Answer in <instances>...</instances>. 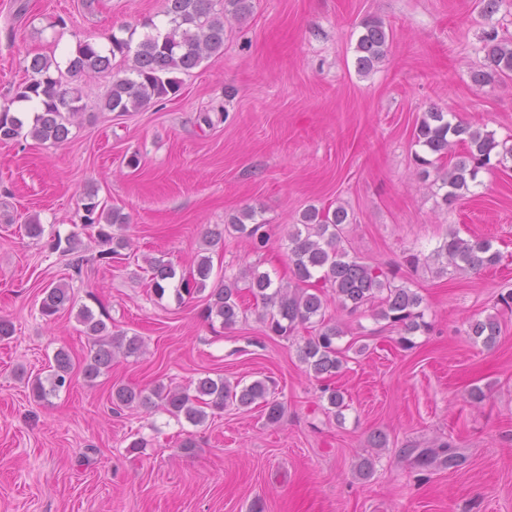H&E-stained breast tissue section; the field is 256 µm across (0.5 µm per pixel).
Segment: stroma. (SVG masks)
Listing matches in <instances>:
<instances>
[{
    "label": "stroma",
    "mask_w": 512,
    "mask_h": 512,
    "mask_svg": "<svg viewBox=\"0 0 512 512\" xmlns=\"http://www.w3.org/2000/svg\"><path fill=\"white\" fill-rule=\"evenodd\" d=\"M164 0H0V107L25 81L26 57L58 63L78 41L120 29L146 32ZM392 38L366 73L356 68L362 19ZM512 40V0L492 19L478 0H252L225 25L224 50L184 76L180 90L141 109L103 107L108 73L75 82L86 105L67 142L24 135L0 142V512H512V158L483 169L469 192L444 204L414 163L412 134L430 108L455 114L512 146V77L478 87L482 37ZM137 166H130V159ZM94 188L129 222L131 243L99 259L80 198ZM344 207L350 253L393 266L396 283L424 298L432 329L400 348L397 332L370 309L329 303L349 354L332 383L347 408L335 417L321 382L298 358V337L269 336L254 308L236 325L201 316L205 294L156 296L148 261L184 268L210 257V284L247 267L286 275V230L309 206ZM266 224V251L226 235L245 209ZM39 219L34 240L20 226ZM491 240L500 264L481 271L410 269L450 231ZM220 234L206 245L208 233ZM78 234L75 252L57 238ZM64 283L75 308L39 312L41 290ZM88 307L113 331L141 337L136 357L116 358L94 382L82 375ZM497 315L493 347L474 344L468 323ZM69 351L72 383L47 400L31 383ZM210 376L275 382L284 413L267 424L261 406H229L195 426L133 407L113 413L112 388L150 390ZM486 398L473 407L471 388ZM387 436L371 448L373 433ZM193 437L195 448L181 446ZM144 440V448L131 449ZM448 442L451 464H422L421 449ZM371 459L370 478L359 476Z\"/></svg>",
    "instance_id": "35a3bbf8"
}]
</instances>
